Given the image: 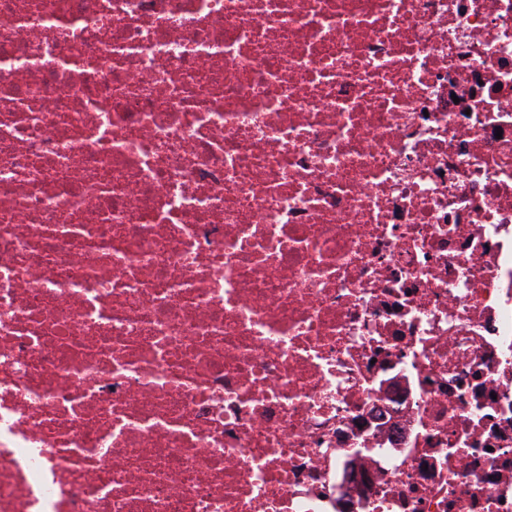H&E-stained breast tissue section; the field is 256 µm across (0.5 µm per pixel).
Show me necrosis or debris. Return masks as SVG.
I'll return each instance as SVG.
<instances>
[{
	"label": "necrosis or debris",
	"mask_w": 512,
	"mask_h": 512,
	"mask_svg": "<svg viewBox=\"0 0 512 512\" xmlns=\"http://www.w3.org/2000/svg\"><path fill=\"white\" fill-rule=\"evenodd\" d=\"M0 512H512V0H0Z\"/></svg>",
	"instance_id": "1"
}]
</instances>
